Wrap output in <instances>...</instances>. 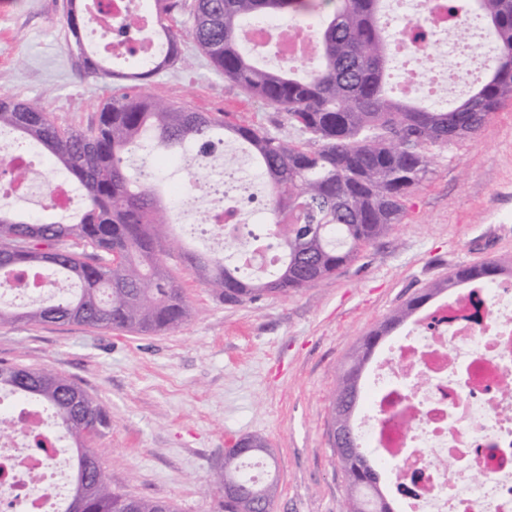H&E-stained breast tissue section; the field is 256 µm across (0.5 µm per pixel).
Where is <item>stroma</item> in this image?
Returning <instances> with one entry per match:
<instances>
[{"label": "stroma", "instance_id": "obj_1", "mask_svg": "<svg viewBox=\"0 0 512 512\" xmlns=\"http://www.w3.org/2000/svg\"><path fill=\"white\" fill-rule=\"evenodd\" d=\"M67 0H0V95L41 101L64 127L91 131L102 104L141 93L294 136L199 54L187 15L174 24L190 59L145 84L87 73L68 49ZM430 173L392 231L336 276L229 306L178 258L169 268L192 315L152 335L75 324L0 323V362L48 367L79 383L111 424L89 443L113 491L165 498L178 512H219L211 482L224 450L263 438L276 463L272 512H341L346 483L331 451L332 392L352 350L397 307L457 268L512 261V101L474 135L428 147ZM171 212L186 209L178 158L158 167Z\"/></svg>", "mask_w": 512, "mask_h": 512}]
</instances>
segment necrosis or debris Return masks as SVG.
<instances>
[{
    "instance_id": "necrosis-or-debris-1",
    "label": "necrosis or debris",
    "mask_w": 512,
    "mask_h": 512,
    "mask_svg": "<svg viewBox=\"0 0 512 512\" xmlns=\"http://www.w3.org/2000/svg\"><path fill=\"white\" fill-rule=\"evenodd\" d=\"M140 0H112L101 25L126 27L125 48L154 43L150 27L133 23ZM443 0H399L403 24L394 36L395 60L433 65L455 82L457 67L441 64L437 49L453 45ZM424 20L435 39L415 37ZM242 37L257 55L292 63L317 54L311 25L272 20L246 24ZM254 170L218 169L204 189L224 191L223 205L199 221L217 247L239 243L235 262L246 272H270L283 255L267 227L269 202L252 192ZM45 198L68 209L63 182L0 180V204ZM368 400L358 436L386 469L400 512H512V280L489 288L474 284L423 312L372 365ZM0 420L12 433L0 437V512H60L68 492L65 464L56 453L28 446L47 432L46 408L0 396Z\"/></svg>"
}]
</instances>
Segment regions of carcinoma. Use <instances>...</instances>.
<instances>
[{"mask_svg": "<svg viewBox=\"0 0 512 512\" xmlns=\"http://www.w3.org/2000/svg\"><path fill=\"white\" fill-rule=\"evenodd\" d=\"M389 0H155L157 35L166 54L139 61L128 73L111 69L87 51L83 33L90 13L84 0H68L67 46H75L88 72L140 83L184 61L181 34L163 17L186 10L188 35L199 53L245 96L283 115L307 136L306 145L227 119L223 112H196L147 95L115 94L99 111L94 130L56 124L39 102L0 98V131L45 147L64 179L87 201L74 222L21 220L0 206V280L52 273L71 291L16 311L0 305V322L75 323L149 334L176 329L191 316L182 288L167 270L171 212L144 186L143 174L125 165L129 154L173 150L195 160L193 147L220 136L240 141L271 185L269 210L284 255L266 276H248L226 257L188 252L190 270L226 304L286 295L335 276L360 248L400 223L410 190L429 172L425 150L468 138L505 101L512 100V0H447L458 40H474L476 20L497 50L494 65L456 106H420L388 88L392 44L387 31ZM317 18L316 63L304 72L274 68L250 51L240 36L249 22ZM512 277V266L488 260L458 269L410 299L363 339L332 395L331 436L342 423L345 399L357 403L359 381L379 340L406 322L432 296L460 283L488 286ZM33 398L54 410L71 440L74 474L64 512H175L169 500L115 493L86 442L110 425L107 409L78 384L48 368L0 363V392ZM332 452L351 493L344 512H392L380 490V473L359 443ZM262 454L224 455L214 478L222 512H262L261 492L276 477L256 479L248 468Z\"/></svg>", "mask_w": 512, "mask_h": 512, "instance_id": "carcinoma-1", "label": "carcinoma"}]
</instances>
